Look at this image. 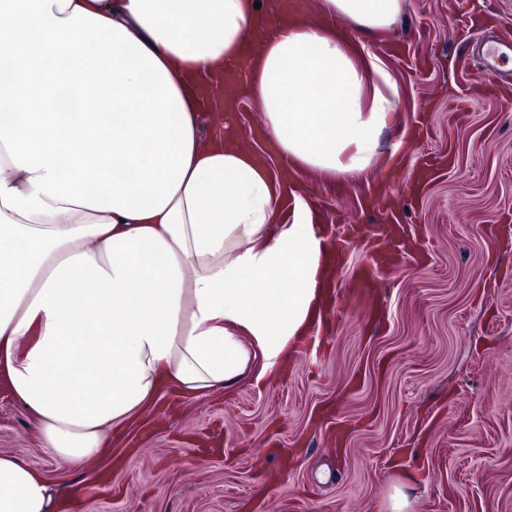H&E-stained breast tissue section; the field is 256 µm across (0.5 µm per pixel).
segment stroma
I'll use <instances>...</instances> for the list:
<instances>
[{
    "instance_id": "stroma-1",
    "label": "stroma",
    "mask_w": 512,
    "mask_h": 512,
    "mask_svg": "<svg viewBox=\"0 0 512 512\" xmlns=\"http://www.w3.org/2000/svg\"><path fill=\"white\" fill-rule=\"evenodd\" d=\"M512 43V0H408L373 47L397 80L400 117L429 116L387 170L338 181L303 177L340 237L361 232L334 267L333 297L369 252L373 226L405 225L424 262L379 279L328 333L304 342L266 387L249 380L194 399L164 388L89 469L43 454L33 421L0 375V452L43 473L73 512H375L394 487L409 512H512V52L498 87L485 46ZM236 131L260 157L248 96ZM444 165L421 198L404 184L421 156ZM348 299V298H347Z\"/></svg>"
}]
</instances>
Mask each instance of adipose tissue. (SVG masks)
Segmentation results:
<instances>
[{
	"label": "adipose tissue",
	"instance_id": "adipose-tissue-1",
	"mask_svg": "<svg viewBox=\"0 0 512 512\" xmlns=\"http://www.w3.org/2000/svg\"><path fill=\"white\" fill-rule=\"evenodd\" d=\"M254 2L0 0V372L68 468L163 387L266 385L319 320L326 229L299 183L204 127L223 81L297 171L400 156L368 38L405 0H319L314 18ZM56 507L0 453V512Z\"/></svg>",
	"mask_w": 512,
	"mask_h": 512
}]
</instances>
